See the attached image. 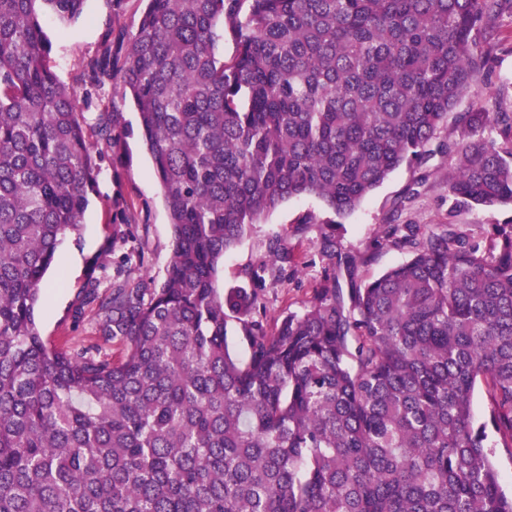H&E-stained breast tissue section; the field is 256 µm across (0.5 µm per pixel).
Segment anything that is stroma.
Masks as SVG:
<instances>
[{
	"label": "stroma",
	"instance_id": "stroma-1",
	"mask_svg": "<svg viewBox=\"0 0 512 512\" xmlns=\"http://www.w3.org/2000/svg\"><path fill=\"white\" fill-rule=\"evenodd\" d=\"M142 0H85L81 17L61 23L44 13L43 28L52 42L51 65L66 84H75L85 62L96 55L109 22H117L135 33L142 16ZM125 129L122 139L105 153L96 188L89 194V206L77 231L61 240L36 310L43 338L53 347L70 350L99 343L91 315L77 317L90 278L109 284L116 271L135 277L162 280L171 256V227L152 161L142 142L138 114L122 84L107 91ZM483 100L490 111L512 112V12L502 14L490 67L476 96H464L457 104L468 111L474 99ZM414 196H407L409 187ZM122 188L131 223L128 240L112 241V194ZM314 212L319 224L311 226L297 247L305 254L298 271L283 277L269 272L259 292L264 303L260 314L264 324L274 325L291 312L303 311L313 288L328 267L316 242L321 221L334 220L347 250L360 255L374 252L371 263L361 267V279L379 276L404 261L406 251L377 248L380 226L389 218L401 224H444L448 220L465 225L473 235L486 226L512 223V207L486 208L458 204L448 196V164L435 156L419 167H401L374 190L351 215L332 218L314 198H293L282 204L261 223L252 225L243 240L224 257L221 282L224 288H250L245 271L268 263V241L289 233L307 212Z\"/></svg>",
	"mask_w": 512,
	"mask_h": 512
}]
</instances>
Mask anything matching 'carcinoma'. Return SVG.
<instances>
[{"instance_id":"1","label":"carcinoma","mask_w":512,"mask_h":512,"mask_svg":"<svg viewBox=\"0 0 512 512\" xmlns=\"http://www.w3.org/2000/svg\"><path fill=\"white\" fill-rule=\"evenodd\" d=\"M84 2L0 0V512H512L485 446L490 426L512 447V223L484 237L383 224L377 245L410 256L361 281L372 256L309 213L292 236L325 224L328 271L271 330L257 292L220 286L224 255L284 202L348 215L435 153L456 202L512 205V112H457L432 145L487 73L512 0H146L75 87L50 65L41 12L73 22ZM117 81L172 253L159 283L90 279L109 358L48 346L36 307L122 135L109 107L85 112ZM112 224L125 240L120 193ZM268 256L280 276L304 259L279 235Z\"/></svg>"}]
</instances>
